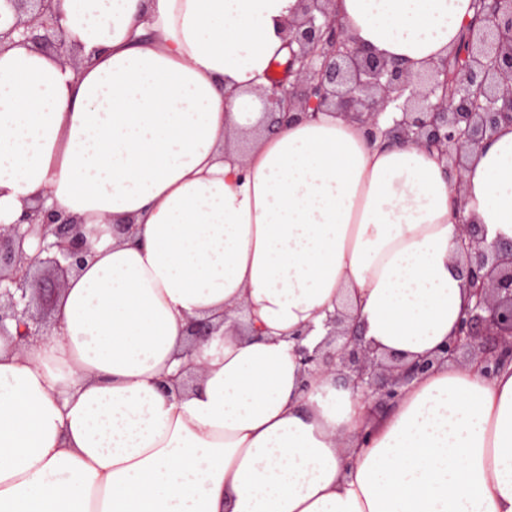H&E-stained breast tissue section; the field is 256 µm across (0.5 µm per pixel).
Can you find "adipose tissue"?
<instances>
[{"label": "adipose tissue", "instance_id": "obj_1", "mask_svg": "<svg viewBox=\"0 0 512 512\" xmlns=\"http://www.w3.org/2000/svg\"><path fill=\"white\" fill-rule=\"evenodd\" d=\"M53 4L81 62L0 50V224L42 202L89 256L49 340L0 339V512H512V367L435 366L376 416L294 354L345 298L381 351L446 342L468 294L445 161L326 112L233 148L298 0ZM333 8L417 69L475 13ZM465 180V216L512 240V127ZM193 319L219 328L189 344Z\"/></svg>", "mask_w": 512, "mask_h": 512}]
</instances>
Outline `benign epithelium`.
Listing matches in <instances>:
<instances>
[{
	"instance_id": "benign-epithelium-1",
	"label": "benign epithelium",
	"mask_w": 512,
	"mask_h": 512,
	"mask_svg": "<svg viewBox=\"0 0 512 512\" xmlns=\"http://www.w3.org/2000/svg\"><path fill=\"white\" fill-rule=\"evenodd\" d=\"M52 0H0L13 23L0 30V49L16 43L51 52L63 63L77 55L51 14ZM333 0H299L284 27L288 58L275 65L261 93L260 124L332 112L358 123L368 142L407 143L435 149L446 159L456 192L468 155L502 126H512V0H492L481 23L464 25V47L420 71L390 61L348 34L331 10ZM19 39H14V34ZM460 57L463 70L449 75ZM28 224H0V337L20 347L52 335L48 298L84 264L85 225L38 205ZM453 242L456 266L469 300L454 333L432 357L406 362L365 342L342 310L329 317L326 340L296 347L306 374L335 373L364 403L387 406L433 365L474 363L486 377L512 365V241L487 240L481 225L458 215ZM36 244L32 255L24 244ZM207 321H192L190 340H206Z\"/></svg>"
}]
</instances>
